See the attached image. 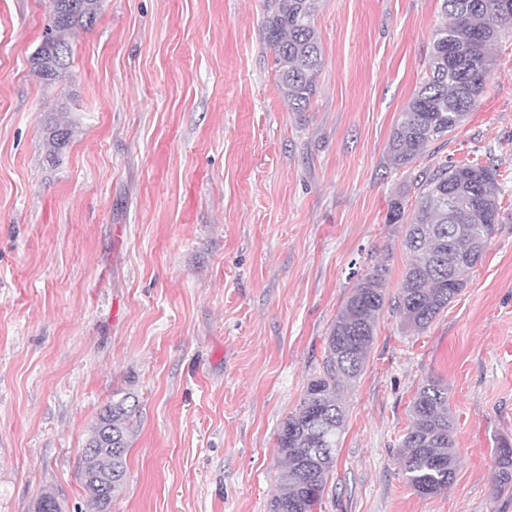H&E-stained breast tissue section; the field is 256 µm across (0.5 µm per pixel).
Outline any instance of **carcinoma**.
I'll return each instance as SVG.
<instances>
[{"mask_svg": "<svg viewBox=\"0 0 512 512\" xmlns=\"http://www.w3.org/2000/svg\"><path fill=\"white\" fill-rule=\"evenodd\" d=\"M319 0H271L264 42L274 55L277 86L290 112H305L316 94L323 65L315 26ZM49 23L31 57V72L50 83L73 62L71 37L76 28H91L101 13V0H49ZM449 22L433 35L426 76L420 83L388 144L390 164L400 169L415 163L430 143L459 128L484 92L494 67V49L512 29V0H442ZM53 150L69 140V126L47 128ZM500 167L472 161L441 163L411 181L416 202L405 210L397 199L388 223L406 225L403 246L408 261L398 293L391 299L405 325L418 330L430 323L467 285L500 221ZM385 261L361 274L341 304L325 337L322 371L310 378L296 409L277 433L284 466L276 480L270 512H317L346 421L341 392L364 370L379 316L385 305ZM128 397L112 401L91 426L82 451L81 469L112 471L106 503H112L127 473L134 408ZM409 426L401 441V465L411 487L423 497L450 489L458 461L448 386L428 377L417 388L409 409ZM110 442L112 456L91 452ZM497 486L512 487V444L497 448ZM89 507L103 501L86 494Z\"/></svg>", "mask_w": 512, "mask_h": 512, "instance_id": "1", "label": "carcinoma"}]
</instances>
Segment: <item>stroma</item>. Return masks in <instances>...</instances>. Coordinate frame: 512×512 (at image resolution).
<instances>
[{
    "mask_svg": "<svg viewBox=\"0 0 512 512\" xmlns=\"http://www.w3.org/2000/svg\"><path fill=\"white\" fill-rule=\"evenodd\" d=\"M47 0H0V512L46 491L89 512L88 431L137 407L111 512H269L276 436L322 368L357 277L405 227L393 199L428 165L512 173V34L478 105L415 164L387 144L425 73L440 0H320L324 65L288 111L262 37L268 0H104L59 81L30 72ZM72 134L50 158L48 127ZM466 288L423 330L380 316L345 385L322 512H512L494 450L512 443V177ZM448 386L460 462L448 493L407 483L420 382Z\"/></svg>",
    "mask_w": 512,
    "mask_h": 512,
    "instance_id": "1",
    "label": "stroma"
}]
</instances>
